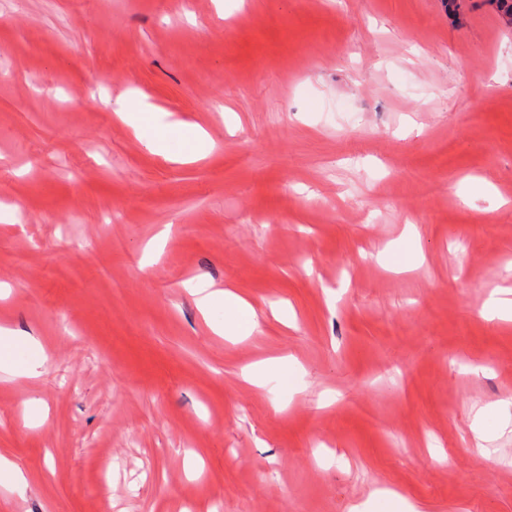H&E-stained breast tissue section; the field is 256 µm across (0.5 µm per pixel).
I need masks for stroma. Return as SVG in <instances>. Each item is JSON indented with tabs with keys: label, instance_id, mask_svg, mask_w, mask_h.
I'll list each match as a JSON object with an SVG mask.
<instances>
[{
	"label": "stroma",
	"instance_id": "1",
	"mask_svg": "<svg viewBox=\"0 0 512 512\" xmlns=\"http://www.w3.org/2000/svg\"><path fill=\"white\" fill-rule=\"evenodd\" d=\"M121 97L184 130L136 137ZM194 125L201 160L149 149ZM0 203L21 218L0 221V326L47 357L0 380V455L28 480L0 512H348L379 489L512 512V323L483 316L512 288L496 0H0ZM410 224L422 257L397 273L380 253ZM190 281L262 333L216 335ZM270 356L307 384L280 411L240 378ZM196 143L197 144H196L195 149L189 155H186V156L170 155L156 141H152L150 143V146L157 153L163 154L165 159H167L169 161H172V162L184 163V162H186L188 160H193V156L199 155V154H202V153L206 152L207 147L210 145V143H211L210 137H209L208 133L205 130H203L202 128H197V131H196ZM210 284L197 282L189 286L190 293L195 296L198 309L204 314H210L215 308L224 306V321L213 324L215 332L224 335L230 341H236L238 336H249L259 333L261 322L249 301L229 289H214ZM244 318L247 326L242 329L237 320ZM246 334H242V332Z\"/></svg>",
	"mask_w": 512,
	"mask_h": 512
}]
</instances>
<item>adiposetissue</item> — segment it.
Instances as JSON below:
<instances>
[{"label": "adipose tissue", "mask_w": 512, "mask_h": 512, "mask_svg": "<svg viewBox=\"0 0 512 512\" xmlns=\"http://www.w3.org/2000/svg\"><path fill=\"white\" fill-rule=\"evenodd\" d=\"M190 292L198 309L210 314L215 308H223L224 319L215 323V332L228 340H237L241 334L259 332L261 322L249 301L234 291L214 289L210 284H192ZM25 350L27 359L18 360L16 350ZM46 357L40 343L31 335L0 328V373L13 377L41 375ZM244 381L274 394V405L283 408L286 400L303 391L306 383L298 363L288 357L268 358L244 368Z\"/></svg>", "instance_id": "ef3b65f1"}]
</instances>
